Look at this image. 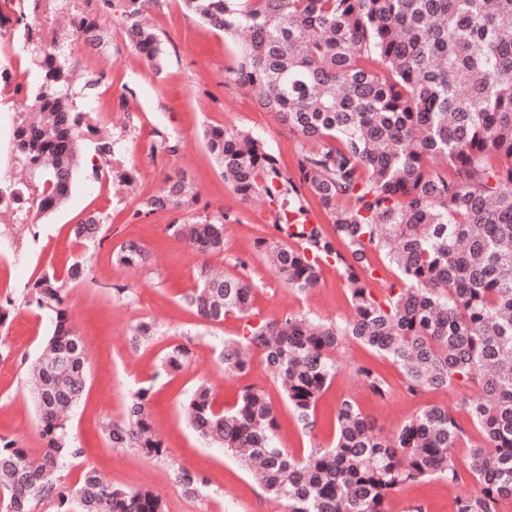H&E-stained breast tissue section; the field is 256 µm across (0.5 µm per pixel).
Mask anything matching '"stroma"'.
Here are the masks:
<instances>
[{
  "label": "stroma",
  "instance_id": "35a3bbf8",
  "mask_svg": "<svg viewBox=\"0 0 512 512\" xmlns=\"http://www.w3.org/2000/svg\"><path fill=\"white\" fill-rule=\"evenodd\" d=\"M26 12L30 26L46 38L56 32L62 13L71 18L95 14L110 34L103 49L80 41L69 43L67 58L75 90L92 98L121 160L103 164L93 143L84 141L68 199L49 216L39 218L27 212L21 223L0 226V302H12L14 308L6 326L0 328V436L15 440L29 456L42 453L27 379L31 364L53 332L55 318L28 305V289L45 271L64 272L82 253L72 229L93 212L107 217L104 241L94 250L90 280L70 289L67 299L68 324L85 340L89 371L88 389L70 421L82 455L64 469L67 482H77L90 465L112 484L151 490L162 498L166 512H287L285 502L265 495L235 458L209 447L189 429L181 404L201 381L213 387L219 404L227 409L245 387L264 388L279 413L282 446L299 456L332 445L336 406L348 396L387 435L434 404L448 406L462 427H470L461 400L476 396V389L409 393L394 363L353 342L339 353L341 370L320 397L317 425L310 432L297 423L260 359H253L246 373L225 374L216 358L217 347L223 340L241 336L246 321L288 313L343 321L353 314L335 263L323 264L319 287L307 294L289 288L269 268L256 241L282 239L274 222L278 204L262 197L241 201L203 138L204 130L212 126L251 131L266 140L279 167L292 173L296 135L230 78L236 61L234 44L223 33L188 19L179 0H155L141 18L161 40L165 63L159 70L134 50L127 36L130 22L117 0H29ZM23 110L13 85L0 83V169L15 168L11 137ZM161 136L176 143L177 151L153 152ZM96 165L101 168L97 175L92 172ZM175 173L184 176L197 195L183 219L233 216V223L226 226L223 251L199 257L172 234L173 213L135 216L139 202L158 193L166 176ZM128 240L151 252L150 265L127 269L115 264L114 252ZM203 261L255 284L250 318L230 314L222 322L204 323L182 304L180 297L194 287L195 269ZM115 285L133 288L134 301L113 298ZM143 318L153 320L159 334L149 345L135 349L129 342L130 329ZM184 342L191 345V362L178 372L164 373L161 363L169 347ZM362 362L388 380L387 397H375L360 387L355 367ZM147 385L152 388L155 426L166 448L159 458L110 447L102 433L103 423L121 420L131 394ZM181 470L203 479L197 495L184 492L176 479ZM467 491L464 485L451 487L429 479L404 486L388 498L385 507L387 512H452L455 498Z\"/></svg>",
  "mask_w": 512,
  "mask_h": 512
}]
</instances>
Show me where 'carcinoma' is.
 I'll list each match as a JSON object with an SVG mask.
<instances>
[{
  "mask_svg": "<svg viewBox=\"0 0 512 512\" xmlns=\"http://www.w3.org/2000/svg\"><path fill=\"white\" fill-rule=\"evenodd\" d=\"M187 12L240 45L235 80L299 137L297 172L280 170L266 142L245 130L205 131L206 147L224 179L244 201L283 198L288 237L257 241L260 255L289 287L306 292L321 278V261L334 259L352 317L313 322L286 314L248 324L226 339L218 360L226 373H243L259 353L298 424H316L317 403L339 372L336 354L348 340L391 360L411 393L478 387L465 401L481 438L472 442L448 407L430 405L390 438L374 432L356 400L336 409L330 448L295 456L279 446L277 410L266 392L245 388L231 409L202 382L183 404L190 427L205 442L238 456L263 492L287 502L288 512H386L403 486L439 479L474 484L455 499L454 512H497L512 499V0H182ZM16 23L37 48L40 81L15 92L35 108L13 132L18 163L28 172L36 216L69 194L80 140L95 137L96 153L116 161L112 136L80 108L72 72L61 53L33 39L24 0ZM133 19L135 50L161 67V42L136 21L139 0H123ZM97 46L108 33L96 18L81 19ZM178 180L140 203L134 216L178 212ZM331 220L333 235L298 223L305 194ZM226 214L203 221L175 219L169 229L201 254L224 249ZM103 217L74 228L87 248L101 243ZM397 272L399 285L382 297L368 288L373 257ZM125 268L143 267L150 252L122 243L113 254ZM88 253L59 276L46 272L29 288L28 304L55 315L43 358L29 377L45 448L39 464L0 436V506L34 512L48 501L56 512H165L150 490L115 486L88 467L74 486L62 480L67 461L80 456L69 433L70 413L87 384L85 344L67 326L69 289L90 279ZM254 284L197 268L196 287L182 301L204 323L229 313L250 317ZM158 335L155 323L132 326L138 348ZM190 348H170L163 367L180 370ZM362 384L384 398L386 379L357 366ZM152 387L132 394L126 413L103 429L114 448L147 458L165 452L153 430Z\"/></svg>",
  "mask_w": 512,
  "mask_h": 512,
  "instance_id": "cac0c4a2",
  "label": "carcinoma"
}]
</instances>
